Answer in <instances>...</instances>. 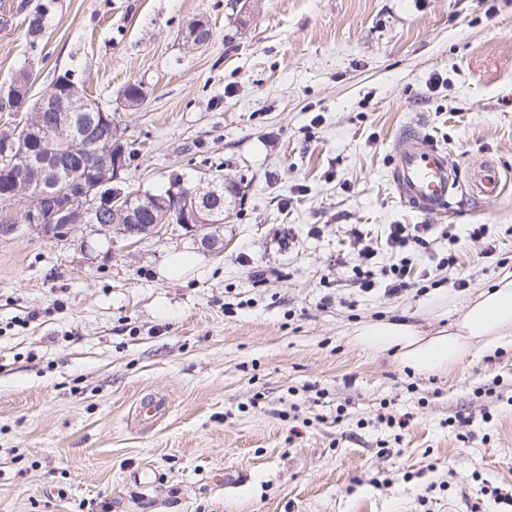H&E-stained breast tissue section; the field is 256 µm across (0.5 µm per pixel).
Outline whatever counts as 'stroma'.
Returning a JSON list of instances; mask_svg holds the SVG:
<instances>
[{"mask_svg": "<svg viewBox=\"0 0 512 512\" xmlns=\"http://www.w3.org/2000/svg\"><path fill=\"white\" fill-rule=\"evenodd\" d=\"M7 2L0 85L25 69L37 97L75 72L136 151L125 190L174 171L232 189L220 252L178 224L133 246L94 227L0 240V512H512V346L423 376L348 337L369 320L447 327L425 315L438 295L512 271V0ZM196 20L201 47L183 38ZM407 130L457 171L443 215L389 180ZM486 165L493 197L472 181ZM392 224L428 242L423 292L356 284L358 242L399 262ZM174 253L192 262L168 277ZM154 398L164 413L142 418ZM144 470L158 482L142 493ZM28 15L26 40L29 48L35 51L39 47L45 31L47 7L45 5H39Z\"/></svg>", "mask_w": 512, "mask_h": 512, "instance_id": "stroma-1", "label": "stroma"}]
</instances>
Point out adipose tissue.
I'll use <instances>...</instances> for the list:
<instances>
[{
    "mask_svg": "<svg viewBox=\"0 0 512 512\" xmlns=\"http://www.w3.org/2000/svg\"><path fill=\"white\" fill-rule=\"evenodd\" d=\"M452 310L455 318L448 327L430 335L404 320L361 322L349 334L360 349L392 353L402 367L413 372L446 373L476 348L512 342V274L464 301L453 302Z\"/></svg>",
    "mask_w": 512,
    "mask_h": 512,
    "instance_id": "1",
    "label": "adipose tissue"
}]
</instances>
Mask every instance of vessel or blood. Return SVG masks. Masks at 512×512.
<instances>
[{
    "mask_svg": "<svg viewBox=\"0 0 512 512\" xmlns=\"http://www.w3.org/2000/svg\"><path fill=\"white\" fill-rule=\"evenodd\" d=\"M392 158L389 178L401 199L428 216L446 213L459 185L446 153L429 140L408 133L400 139Z\"/></svg>",
    "mask_w": 512,
    "mask_h": 512,
    "instance_id": "obj_1",
    "label": "vessel or blood"
}]
</instances>
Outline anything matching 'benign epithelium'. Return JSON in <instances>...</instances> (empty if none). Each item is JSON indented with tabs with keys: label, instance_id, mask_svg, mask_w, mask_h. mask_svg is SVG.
Wrapping results in <instances>:
<instances>
[{
	"label": "benign epithelium",
	"instance_id": "benign-epithelium-1",
	"mask_svg": "<svg viewBox=\"0 0 512 512\" xmlns=\"http://www.w3.org/2000/svg\"><path fill=\"white\" fill-rule=\"evenodd\" d=\"M210 32L200 20L191 23L185 32L186 42L201 46L209 41ZM56 104L61 111L54 113L56 137L66 139L68 147L55 148L44 143V159L30 164L31 158L17 147V131L0 134V178L8 177L0 198L6 203L21 201V207H6L0 211V239L11 238L25 225L38 235L55 241H68L87 226L102 221L121 239L138 243L158 234L169 224H179L197 236L206 248L223 246L220 228L224 224V208L213 204L219 187L196 186L184 192L170 191L166 197L147 195L141 205L134 196L112 183H118L128 169L127 153L120 135L112 124V113L85 103L78 85L71 83L64 94L53 86L33 106L28 123L33 130L43 125L42 114ZM86 112L87 124L76 125L78 113ZM100 154L97 164L99 179L82 175L86 157ZM52 173L66 174L57 195L65 200L44 211L42 195L33 191Z\"/></svg>",
	"mask_w": 512,
	"mask_h": 512
}]
</instances>
